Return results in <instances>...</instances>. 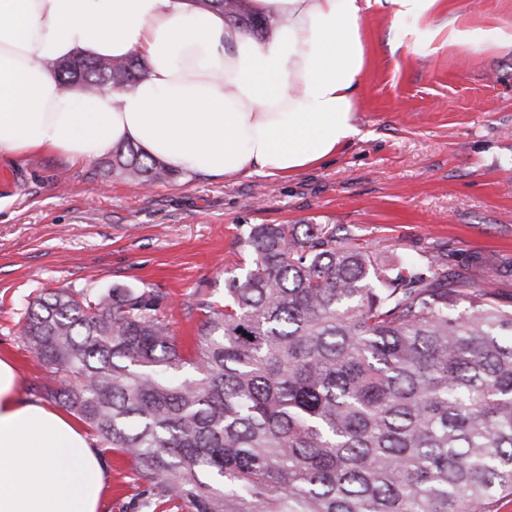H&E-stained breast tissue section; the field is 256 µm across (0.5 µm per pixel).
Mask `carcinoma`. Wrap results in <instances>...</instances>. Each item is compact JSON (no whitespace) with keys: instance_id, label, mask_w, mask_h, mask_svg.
Returning <instances> with one entry per match:
<instances>
[{"instance_id":"carcinoma-1","label":"carcinoma","mask_w":512,"mask_h":512,"mask_svg":"<svg viewBox=\"0 0 512 512\" xmlns=\"http://www.w3.org/2000/svg\"><path fill=\"white\" fill-rule=\"evenodd\" d=\"M193 3L272 32L250 0ZM57 69L93 92L148 75L136 57ZM112 172L176 178L132 144ZM247 246L193 352L147 288L44 292L20 323L53 398L153 484L147 507L491 512L512 495V308L493 280H450L440 254L386 262L329 224H255Z\"/></svg>"}]
</instances>
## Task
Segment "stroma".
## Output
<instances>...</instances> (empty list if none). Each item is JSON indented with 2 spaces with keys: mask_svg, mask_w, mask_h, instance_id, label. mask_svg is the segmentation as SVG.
<instances>
[{
  "mask_svg": "<svg viewBox=\"0 0 512 512\" xmlns=\"http://www.w3.org/2000/svg\"><path fill=\"white\" fill-rule=\"evenodd\" d=\"M433 38L403 40L389 4L365 14L368 57L356 93L363 139L287 178H177L142 190L106 158L74 165L51 151L0 157L13 174L0 208V356L23 397L51 377L19 336L35 296L55 288L155 290L174 336L194 347L199 304L247 266L256 224H332L397 262L447 253L448 272L485 256L512 306V0H437ZM106 512H144L151 485L105 452Z\"/></svg>",
  "mask_w": 512,
  "mask_h": 512,
  "instance_id": "1",
  "label": "stroma"
}]
</instances>
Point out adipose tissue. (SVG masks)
I'll list each match as a JSON object with an SVG mask.
<instances>
[{
  "mask_svg": "<svg viewBox=\"0 0 512 512\" xmlns=\"http://www.w3.org/2000/svg\"><path fill=\"white\" fill-rule=\"evenodd\" d=\"M258 40L193 0H0V156L85 163L130 143L185 175L285 177L363 132L356 89L373 0H250ZM138 55L131 87L62 91L77 55ZM106 461L64 412L20 394L0 359V512H105Z\"/></svg>",
  "mask_w": 512,
  "mask_h": 512,
  "instance_id": "adipose-tissue-1",
  "label": "adipose tissue"
}]
</instances>
